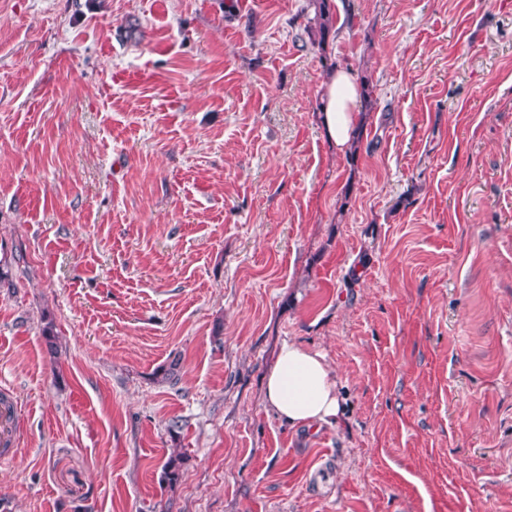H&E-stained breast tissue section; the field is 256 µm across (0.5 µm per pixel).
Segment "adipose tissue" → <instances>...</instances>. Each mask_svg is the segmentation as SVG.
Here are the masks:
<instances>
[{
  "label": "adipose tissue",
  "instance_id": "1",
  "mask_svg": "<svg viewBox=\"0 0 512 512\" xmlns=\"http://www.w3.org/2000/svg\"><path fill=\"white\" fill-rule=\"evenodd\" d=\"M360 106L351 72L334 71L322 86L320 118L337 148L348 143ZM264 394L272 412L295 427L336 423L342 417L340 390L324 355L294 342L282 343L265 378Z\"/></svg>",
  "mask_w": 512,
  "mask_h": 512
}]
</instances>
